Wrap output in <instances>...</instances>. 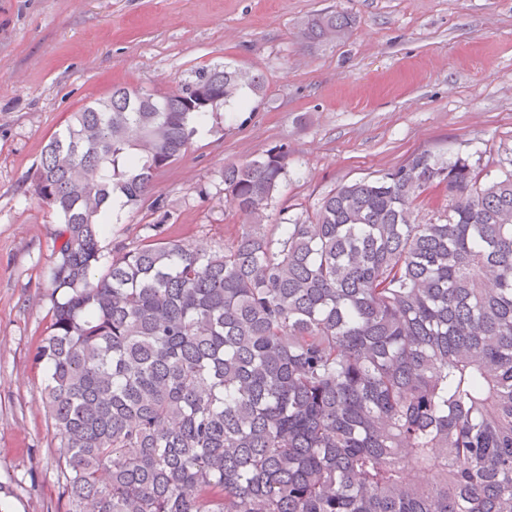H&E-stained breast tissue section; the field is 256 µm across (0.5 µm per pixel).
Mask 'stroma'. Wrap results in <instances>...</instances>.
<instances>
[{
	"mask_svg": "<svg viewBox=\"0 0 512 512\" xmlns=\"http://www.w3.org/2000/svg\"><path fill=\"white\" fill-rule=\"evenodd\" d=\"M337 7L349 38L312 43L301 17ZM229 62L264 76L261 103L227 110L157 178L168 205L120 208L106 248L146 225L222 245L243 228L216 175L287 144L270 223L338 186L427 150L497 168L512 161V0H0V512H70L32 350L50 322L56 214L31 193L43 147L113 86L166 91Z\"/></svg>",
	"mask_w": 512,
	"mask_h": 512,
	"instance_id": "1",
	"label": "stroma"
}]
</instances>
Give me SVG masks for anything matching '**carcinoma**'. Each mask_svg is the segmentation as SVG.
<instances>
[{
  "mask_svg": "<svg viewBox=\"0 0 512 512\" xmlns=\"http://www.w3.org/2000/svg\"><path fill=\"white\" fill-rule=\"evenodd\" d=\"M344 10L301 23L343 37ZM258 72L116 86L42 151L59 218L32 352L72 512H512V170L427 150L266 229L288 144L221 165L222 247L159 225L104 253L115 199H153ZM444 203L427 219L431 187Z\"/></svg>",
  "mask_w": 512,
  "mask_h": 512,
  "instance_id": "cac0c4a2",
  "label": "carcinoma"
}]
</instances>
